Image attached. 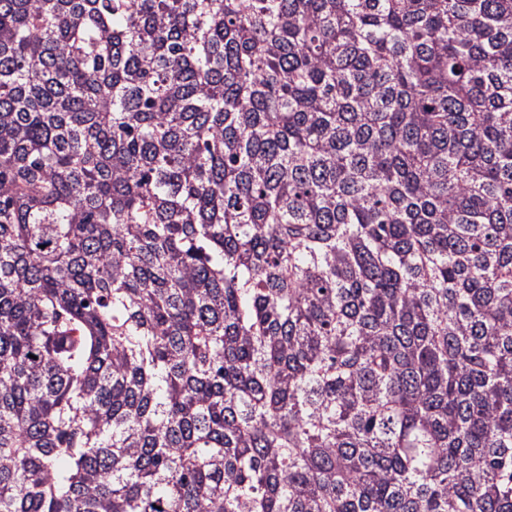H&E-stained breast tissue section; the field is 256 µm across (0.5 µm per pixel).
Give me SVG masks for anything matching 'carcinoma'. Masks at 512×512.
Returning a JSON list of instances; mask_svg holds the SVG:
<instances>
[{
    "label": "carcinoma",
    "instance_id": "carcinoma-1",
    "mask_svg": "<svg viewBox=\"0 0 512 512\" xmlns=\"http://www.w3.org/2000/svg\"><path fill=\"white\" fill-rule=\"evenodd\" d=\"M0 512H512V0H0Z\"/></svg>",
    "mask_w": 512,
    "mask_h": 512
}]
</instances>
